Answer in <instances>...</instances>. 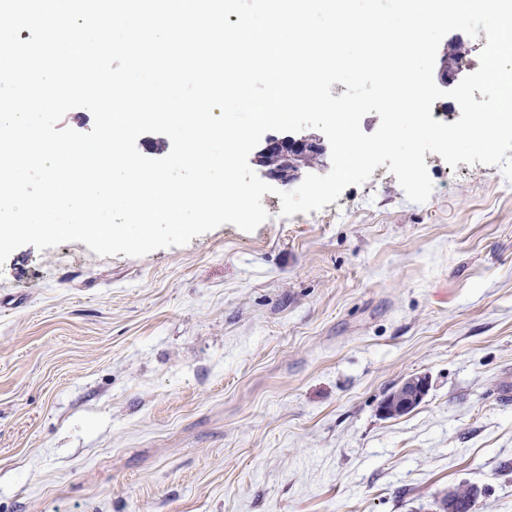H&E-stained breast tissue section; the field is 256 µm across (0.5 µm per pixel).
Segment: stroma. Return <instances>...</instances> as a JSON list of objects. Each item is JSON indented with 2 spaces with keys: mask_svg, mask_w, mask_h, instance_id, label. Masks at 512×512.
Listing matches in <instances>:
<instances>
[{
  "mask_svg": "<svg viewBox=\"0 0 512 512\" xmlns=\"http://www.w3.org/2000/svg\"><path fill=\"white\" fill-rule=\"evenodd\" d=\"M320 211L0 266V512H512V181L426 154ZM412 374L428 395L387 418Z\"/></svg>",
  "mask_w": 512,
  "mask_h": 512,
  "instance_id": "35a3bbf8",
  "label": "stroma"
}]
</instances>
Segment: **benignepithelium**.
Segmentation results:
<instances>
[{
    "label": "benign epithelium",
    "instance_id": "7a95c632",
    "mask_svg": "<svg viewBox=\"0 0 512 512\" xmlns=\"http://www.w3.org/2000/svg\"><path fill=\"white\" fill-rule=\"evenodd\" d=\"M325 153L323 140L317 135L306 134L297 138L268 136L255 153V162L264 169L265 176L286 186L302 178L304 172L311 169L310 159L321 158ZM429 388L427 376H409L398 386L397 395L390 406L380 405V413L389 417L413 409L426 397Z\"/></svg>",
    "mask_w": 512,
    "mask_h": 512
}]
</instances>
